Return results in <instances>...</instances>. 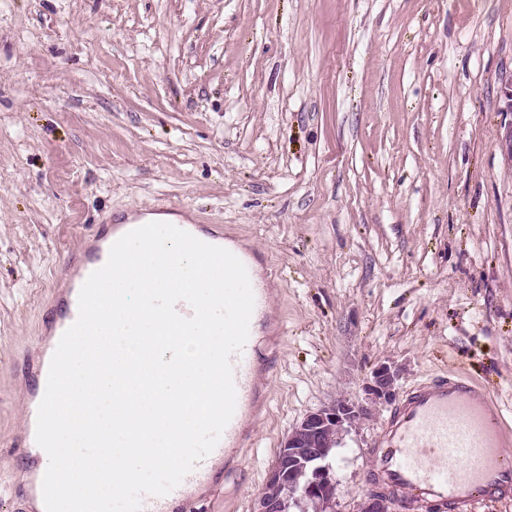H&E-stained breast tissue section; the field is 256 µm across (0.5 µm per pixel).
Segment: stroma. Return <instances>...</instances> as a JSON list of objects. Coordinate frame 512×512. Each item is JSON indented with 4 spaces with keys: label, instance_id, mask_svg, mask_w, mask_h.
<instances>
[{
    "label": "stroma",
    "instance_id": "obj_1",
    "mask_svg": "<svg viewBox=\"0 0 512 512\" xmlns=\"http://www.w3.org/2000/svg\"><path fill=\"white\" fill-rule=\"evenodd\" d=\"M512 0H0V512L61 256L170 202L247 242L281 339L240 464L193 512H251L308 412L440 374L512 429V158L498 110ZM380 408L333 459L330 512L372 489Z\"/></svg>",
    "mask_w": 512,
    "mask_h": 512
}]
</instances>
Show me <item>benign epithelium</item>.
<instances>
[{
  "label": "benign epithelium",
  "mask_w": 512,
  "mask_h": 512,
  "mask_svg": "<svg viewBox=\"0 0 512 512\" xmlns=\"http://www.w3.org/2000/svg\"><path fill=\"white\" fill-rule=\"evenodd\" d=\"M398 371L381 364L370 375L363 396L340 398L307 413L281 443L274 465L255 496L252 512H289L308 499L324 497L337 485L328 462L331 449L340 448L346 436L356 433L378 408L393 403L398 395ZM303 483H297L298 475ZM357 512H395V502L375 492L357 504Z\"/></svg>",
  "instance_id": "benign-epithelium-1"
}]
</instances>
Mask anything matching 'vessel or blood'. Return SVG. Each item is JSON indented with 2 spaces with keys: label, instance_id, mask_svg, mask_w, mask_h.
<instances>
[{
  "label": "vessel or blood",
  "instance_id": "vessel-or-blood-1",
  "mask_svg": "<svg viewBox=\"0 0 512 512\" xmlns=\"http://www.w3.org/2000/svg\"><path fill=\"white\" fill-rule=\"evenodd\" d=\"M181 218L176 204L150 208L129 222L103 218L87 236L80 255H64L72 268L65 290L57 292L46 326L59 337L78 314V296L87 277L107 260L111 245L156 217ZM254 293L249 338L233 359L237 405L233 418L207 457L196 463L167 495L147 496L142 512H187L210 491L220 467L238 461L246 444V422L267 401L266 367L258 355L260 328L273 298L270 273L258 271L256 256L239 255ZM503 416L487 392L463 377L438 379L414 388L384 420L369 450V470L383 491L397 497L407 512H484L490 504L512 502V453L507 452Z\"/></svg>",
  "mask_w": 512,
  "mask_h": 512
}]
</instances>
